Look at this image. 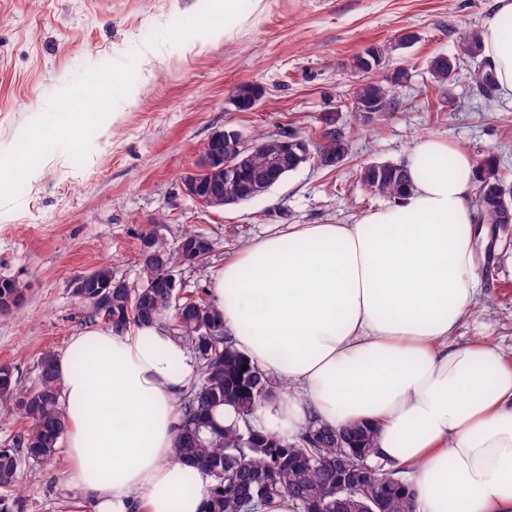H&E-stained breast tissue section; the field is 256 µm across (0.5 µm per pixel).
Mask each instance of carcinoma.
<instances>
[{
    "label": "carcinoma",
    "mask_w": 512,
    "mask_h": 512,
    "mask_svg": "<svg viewBox=\"0 0 512 512\" xmlns=\"http://www.w3.org/2000/svg\"><path fill=\"white\" fill-rule=\"evenodd\" d=\"M480 32L471 31L457 43L458 62L481 56ZM431 82L442 87L449 81L448 62L438 57L427 61ZM472 81L491 92L495 87L492 74L479 62L470 71ZM353 98L380 102L391 107L395 100V83L390 79L372 78L359 85ZM328 129L322 133L323 144L297 133L293 138L305 146L293 147L294 168L308 163L306 153L333 156L341 161L345 144L330 129L331 118L324 119ZM258 148L251 153L250 197L255 199L269 190L265 168L269 158L285 150V136L257 134ZM359 180L371 192L396 199L409 186L405 166L391 162L369 163L360 168ZM475 191L477 224H503L498 199H512V186L498 173L496 160L486 156L477 164ZM241 171L224 161V198L238 197L243 185ZM154 252L161 256L164 268L176 269L187 264L192 255L171 248L155 237ZM161 267L149 258L140 263V282L131 287H115L117 279L107 266L88 276L105 287V294L90 293L78 297L85 319H104L101 310L108 309V325L123 332L135 325L164 323L175 330V337L191 349L196 362L195 376L180 399L182 417L177 428L175 453L193 470L211 475L215 486L203 512H260L277 498H286L300 512L304 506L312 512H369L381 497V512H415L414 499L405 483L389 478L383 488L369 474L357 468L358 460L374 457L375 433L368 425L336 430L317 422L305 432L290 439L262 427L251 418L284 382L274 380L252 363L228 341L225 333L214 332L212 326L224 321L215 306L205 300L206 291L183 292L158 283ZM24 301L23 286L12 280L0 288V314H8ZM56 355L41 354L38 379L32 387L20 384L13 369L0 365V417L18 414L30 420V426L16 433L11 443L0 446V512H22L19 500L10 497L20 463L28 460L47 464L54 458L66 431L60 407V386L55 369ZM226 409L234 417L219 422L215 412Z\"/></svg>",
    "instance_id": "cac0c4a2"
}]
</instances>
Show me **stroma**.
Instances as JSON below:
<instances>
[{"mask_svg":"<svg viewBox=\"0 0 512 512\" xmlns=\"http://www.w3.org/2000/svg\"><path fill=\"white\" fill-rule=\"evenodd\" d=\"M492 0H264L235 37L202 42L224 22L213 0H0V280L26 289L21 308L0 315V365L23 385L38 378L46 350L62 353L87 321L75 282L100 266L139 280L147 229L177 244L187 228L208 235L204 267L181 266L184 290L208 289L252 241L295 224H352L387 200L358 180L361 166L404 163L418 138L435 136L474 159L494 153L512 184V102L486 96L462 65L434 87L429 58L453 54L459 37L482 29ZM416 42L393 50L399 31ZM411 77L387 111L353 121L366 73L350 65L368 47ZM255 82L251 112L229 103ZM70 103L88 113L60 126ZM346 153L332 167L308 163L263 196L232 208L207 207L182 180L218 128L245 137L291 130L320 141L324 117ZM491 253L477 251L482 295L453 338L482 339L512 366V225L496 230ZM12 494L23 512H92L71 481L64 452L46 465L21 462Z\"/></svg>","mask_w":512,"mask_h":512,"instance_id":"35a3bbf8","label":"stroma"}]
</instances>
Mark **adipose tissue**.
<instances>
[{"instance_id":"adipose-tissue-1","label":"adipose tissue","mask_w":512,"mask_h":512,"mask_svg":"<svg viewBox=\"0 0 512 512\" xmlns=\"http://www.w3.org/2000/svg\"><path fill=\"white\" fill-rule=\"evenodd\" d=\"M482 54L512 99V0H493ZM410 185L353 224H297L250 243L210 283L237 348L286 381L274 410L376 430L406 467L416 512H512V367L491 344L452 345L481 285L473 156L436 137L406 159ZM72 479L93 512H202L213 480L175 457L195 370L161 323L91 325L56 358Z\"/></svg>"}]
</instances>
